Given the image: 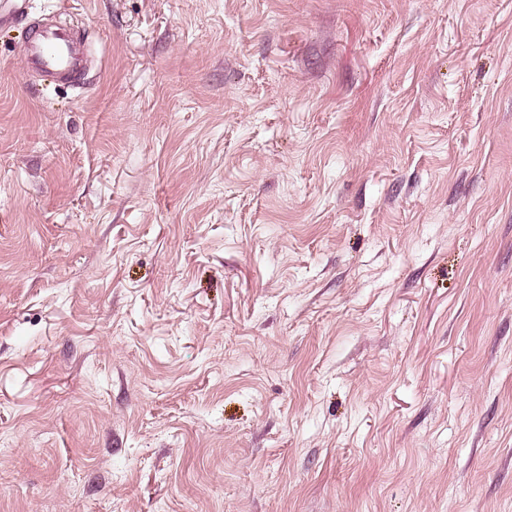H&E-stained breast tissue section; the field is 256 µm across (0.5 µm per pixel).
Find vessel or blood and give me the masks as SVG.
Wrapping results in <instances>:
<instances>
[{
  "instance_id": "b4317fda",
  "label": "vessel or blood",
  "mask_w": 512,
  "mask_h": 512,
  "mask_svg": "<svg viewBox=\"0 0 512 512\" xmlns=\"http://www.w3.org/2000/svg\"><path fill=\"white\" fill-rule=\"evenodd\" d=\"M86 56L87 48L73 29L41 24L29 32L23 63L27 75L77 85L86 75Z\"/></svg>"
}]
</instances>
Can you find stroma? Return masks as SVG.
I'll return each mask as SVG.
<instances>
[{"label": "stroma", "mask_w": 512, "mask_h": 512, "mask_svg": "<svg viewBox=\"0 0 512 512\" xmlns=\"http://www.w3.org/2000/svg\"><path fill=\"white\" fill-rule=\"evenodd\" d=\"M30 2L0 512H512V0ZM87 48L77 33L64 25L33 26L23 50L28 76L79 85L86 72Z\"/></svg>", "instance_id": "35a3bbf8"}]
</instances>
